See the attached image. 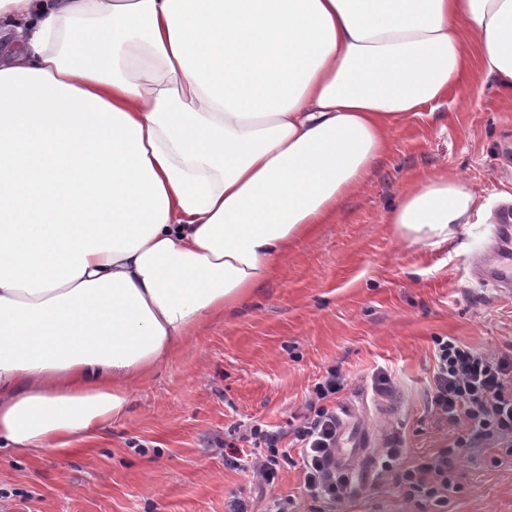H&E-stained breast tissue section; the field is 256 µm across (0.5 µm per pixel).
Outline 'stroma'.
Listing matches in <instances>:
<instances>
[{
	"label": "stroma",
	"mask_w": 512,
	"mask_h": 512,
	"mask_svg": "<svg viewBox=\"0 0 512 512\" xmlns=\"http://www.w3.org/2000/svg\"><path fill=\"white\" fill-rule=\"evenodd\" d=\"M440 173L460 178L482 208L453 245L422 254L397 239L386 216L416 179ZM508 201L512 95L489 85L478 98L414 118L393 133L389 154L335 223L159 365L133 391L123 422L82 453L0 456V512H228L233 498L256 495L293 496L296 512H512L506 441L456 447L462 426L430 407L435 338L512 352V294L472 273ZM330 368L344 378L338 406H354L385 439L365 450L349 498L307 497L291 458L262 493L249 472L225 466V441L249 454L250 426L287 427ZM394 393L402 408L389 415L381 402ZM450 447L457 489L447 503L408 497L403 471ZM386 460L392 467L380 472Z\"/></svg>",
	"instance_id": "35a3bbf8"
}]
</instances>
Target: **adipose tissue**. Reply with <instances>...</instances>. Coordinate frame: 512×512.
<instances>
[{
	"label": "adipose tissue",
	"instance_id": "obj_1",
	"mask_svg": "<svg viewBox=\"0 0 512 512\" xmlns=\"http://www.w3.org/2000/svg\"><path fill=\"white\" fill-rule=\"evenodd\" d=\"M0 450L72 453L425 110L512 94V0H0ZM476 194L417 179L398 238Z\"/></svg>",
	"mask_w": 512,
	"mask_h": 512
}]
</instances>
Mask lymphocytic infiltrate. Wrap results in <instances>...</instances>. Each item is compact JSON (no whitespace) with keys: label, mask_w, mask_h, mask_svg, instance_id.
Returning <instances> with one entry per match:
<instances>
[{"label":"lymphocytic infiltrate","mask_w":512,"mask_h":512,"mask_svg":"<svg viewBox=\"0 0 512 512\" xmlns=\"http://www.w3.org/2000/svg\"><path fill=\"white\" fill-rule=\"evenodd\" d=\"M436 345L432 406L449 423L464 426L471 446L493 438L511 439L512 356L482 353L452 338L437 340ZM342 388L341 375L327 370L313 386L306 413L289 430L251 427L249 434L259 453L248 459L246 466L258 485L276 482L279 460L273 450L288 437L299 450L308 496L336 502L348 496V475L336 473L330 465L338 425L331 403ZM454 468V451L445 448L406 470L402 482L409 493H424L441 504Z\"/></svg>","instance_id":"f902f5d3"}]
</instances>
